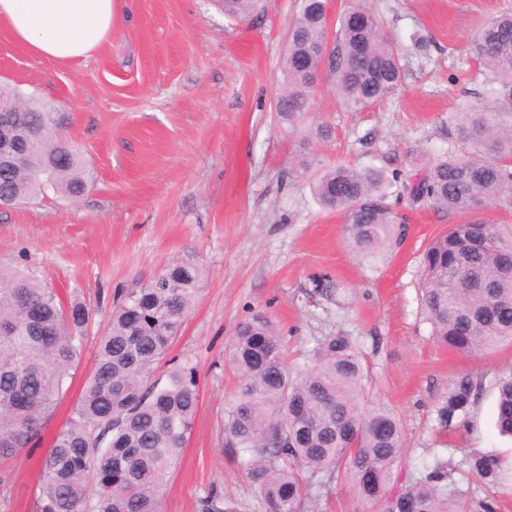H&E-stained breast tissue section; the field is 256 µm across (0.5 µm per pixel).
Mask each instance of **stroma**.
<instances>
[{
  "mask_svg": "<svg viewBox=\"0 0 512 512\" xmlns=\"http://www.w3.org/2000/svg\"><path fill=\"white\" fill-rule=\"evenodd\" d=\"M363 3L404 54L401 85L350 109L322 77L308 121L294 131L277 123L274 101L300 0H265L261 12L235 19L222 0H126L110 42L68 64L35 58L0 30V82L51 113L89 173L79 200L50 193L0 209V275L30 272L93 312L50 429L66 421L91 372L115 296L177 256L195 254L207 269L171 350L197 370L199 407L163 512H200L212 494L232 512H261L242 462L223 447L237 387L225 354L240 323L258 312L276 324L292 366L308 362L324 336L356 338L368 365V408L390 409L402 428L392 488L438 461L467 487L463 460L473 449L512 467V438L495 427L512 346L457 354L433 343L420 315V254L447 229V213L406 209L404 239L373 267L348 250L342 219L310 188L340 163L407 175L421 169V155L455 143L452 113L490 104L470 38L487 18L512 12V0ZM321 124L329 138H317ZM467 373L481 383L479 399L464 427L439 436L433 403ZM42 454L25 450L0 466V512H34Z\"/></svg>",
  "mask_w": 512,
  "mask_h": 512,
  "instance_id": "35a3bbf8",
  "label": "stroma"
}]
</instances>
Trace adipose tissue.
I'll return each mask as SVG.
<instances>
[{"mask_svg":"<svg viewBox=\"0 0 512 512\" xmlns=\"http://www.w3.org/2000/svg\"><path fill=\"white\" fill-rule=\"evenodd\" d=\"M118 0H0V25L34 56L69 63L112 37Z\"/></svg>","mask_w":512,"mask_h":512,"instance_id":"adipose-tissue-1","label":"adipose tissue"}]
</instances>
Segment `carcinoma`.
<instances>
[{
	"instance_id": "cac0c4a2",
	"label": "carcinoma",
	"mask_w": 512,
	"mask_h": 512,
	"mask_svg": "<svg viewBox=\"0 0 512 512\" xmlns=\"http://www.w3.org/2000/svg\"><path fill=\"white\" fill-rule=\"evenodd\" d=\"M318 0H302L288 32L282 65L285 88L275 101L280 122L296 126L311 110L310 92L323 72L350 106H367L402 82V55L382 20L355 0L339 17L331 59L323 63L327 20ZM259 0H224L233 17L253 13ZM490 75L493 107L452 115L471 148L431 155L422 172L404 178L373 167L340 164L313 182L321 206L341 216L348 247L375 266L399 237L404 201L450 215L486 208L512 191V14L483 22L472 37ZM5 95L29 108L0 112V145L29 126L42 149L31 164H0V198L16 205L51 189L78 200L87 190L77 151L53 119L15 88ZM207 277L194 256L172 260L141 289L125 293L100 337L94 368L70 416L50 439L39 470L36 512H162V498L182 458L198 411L196 370L166 360L172 342ZM0 292V460L39 443L83 357L92 310L79 297L62 299L31 274L3 278ZM421 310L440 345L474 355L512 345V233L486 220L448 226L426 245L420 270ZM165 377H155L161 363ZM228 363L239 375L224 412V449L242 461L264 512H304L314 484H349L371 512H496L495 498L467 499L437 462L391 491L402 452L392 412H369L366 366L354 337L322 338L310 364L288 366L272 321L253 316L236 331ZM480 384L457 377L434 405L446 433L465 422ZM497 427L512 435V376L499 380ZM466 470L492 489L502 482L500 460L473 450Z\"/></svg>"
}]
</instances>
